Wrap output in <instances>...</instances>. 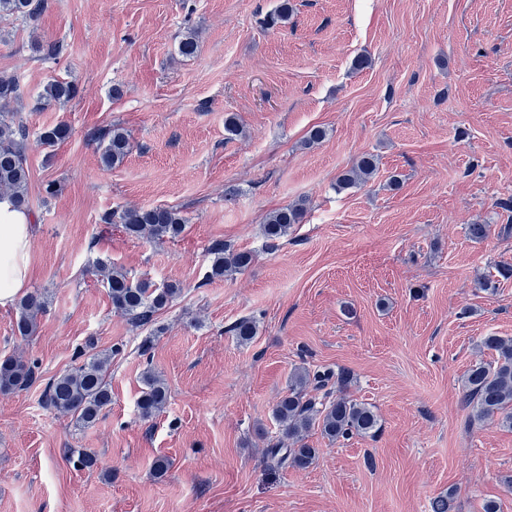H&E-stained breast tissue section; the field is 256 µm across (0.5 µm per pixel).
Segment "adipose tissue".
Segmentation results:
<instances>
[{
    "mask_svg": "<svg viewBox=\"0 0 512 512\" xmlns=\"http://www.w3.org/2000/svg\"><path fill=\"white\" fill-rule=\"evenodd\" d=\"M32 241L31 215L0 196V307L13 304L28 284Z\"/></svg>",
    "mask_w": 512,
    "mask_h": 512,
    "instance_id": "adipose-tissue-1",
    "label": "adipose tissue"
}]
</instances>
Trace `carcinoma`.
Returning a JSON list of instances; mask_svg holds the SVG:
<instances>
[{"label": "carcinoma", "mask_w": 512, "mask_h": 512, "mask_svg": "<svg viewBox=\"0 0 512 512\" xmlns=\"http://www.w3.org/2000/svg\"><path fill=\"white\" fill-rule=\"evenodd\" d=\"M47 7L46 0H0V19L14 18L36 22ZM77 94L74 85L51 79L36 99L35 109L63 105ZM20 99L18 82L13 77L0 76V195L11 198L20 210L30 209L29 167L26 143L29 129L21 113L13 104ZM71 135L68 123L60 121L43 128L38 139L46 148L66 140ZM94 142L106 168L120 165L127 154V133L121 127L94 134ZM377 170L375 156L365 154L349 169L336 177V191L366 185ZM306 203L301 200L269 213L262 225L268 245L277 247V241L288 237L293 225L303 221ZM103 224H120L124 232L148 242H164L178 237L185 229L186 218L173 207H126L108 212L101 217ZM210 277L218 278L241 271L252 262L249 251L234 250L216 241L209 248ZM95 272L102 277L108 290L112 308L135 327L155 323L156 315L182 292L178 284L161 288L147 279H134L109 260L100 259ZM512 278V265L503 264L477 281L480 288L494 287L497 279ZM46 307L45 296L34 292L20 299L16 320L17 333L22 337L36 334L39 317ZM242 344L250 343L257 334L256 321L251 317L234 322L229 328ZM482 347L490 351L492 360H480L469 368L465 379L464 404L470 423H482L494 418L512 429V337L489 335ZM122 348L112 347L105 354L82 351L84 361L55 376L44 391L45 403L58 413L69 416L78 427H90L111 404L110 367L112 358ZM353 376L344 369L330 367H301L293 373L288 390L279 397L273 408V417L281 430V439L265 451V467L270 471L288 468L303 470L311 466L319 453L306 442L308 434L316 430L330 442L348 440L354 436H372L379 427V416L365 402L351 398L347 389ZM36 380L35 365L21 356L0 358V392L23 390ZM168 386L164 379L149 369L142 377V391L138 400L139 413L151 418L165 408ZM76 457L79 467L94 471L100 461L93 451L68 449Z\"/></svg>", "instance_id": "1"}]
</instances>
